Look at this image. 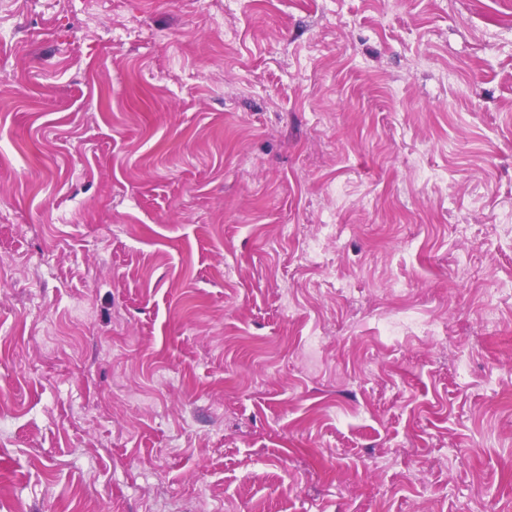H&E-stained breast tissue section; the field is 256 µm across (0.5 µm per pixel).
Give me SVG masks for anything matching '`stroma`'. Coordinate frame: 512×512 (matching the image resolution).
<instances>
[{
	"instance_id": "35a3bbf8",
	"label": "stroma",
	"mask_w": 512,
	"mask_h": 512,
	"mask_svg": "<svg viewBox=\"0 0 512 512\" xmlns=\"http://www.w3.org/2000/svg\"><path fill=\"white\" fill-rule=\"evenodd\" d=\"M511 279L512 0H0V512H512Z\"/></svg>"
}]
</instances>
